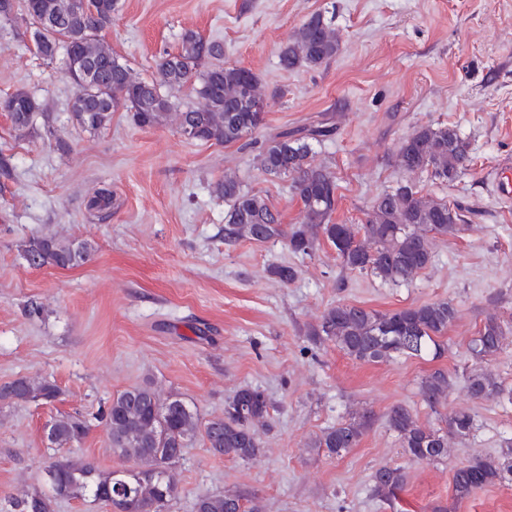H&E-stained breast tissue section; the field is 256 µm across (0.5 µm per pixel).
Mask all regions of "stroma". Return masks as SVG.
Masks as SVG:
<instances>
[{
    "mask_svg": "<svg viewBox=\"0 0 512 512\" xmlns=\"http://www.w3.org/2000/svg\"><path fill=\"white\" fill-rule=\"evenodd\" d=\"M316 13L335 29L340 54L318 68L282 69L280 47ZM188 30L223 42L225 63L259 79L269 108L240 141L186 139L172 118L138 127L122 108L107 129L84 130L70 118L74 87L63 60H43L31 40L0 24V97L28 91L55 129L51 137L40 128L21 133L0 112V385L28 376L61 391L50 404L0 409V506L51 462L44 426L60 412L90 424L72 456L103 472L128 468L96 414L147 380L206 419L223 415L244 387L270 405L255 460H230L202 438L192 441L177 465L170 512H191L197 495L225 491L262 512H431L451 504L454 468L499 455L512 441V404L471 400L466 384L479 368L512 388V327L498 356L478 363L468 352L487 316L512 324V202L494 195L490 178L512 160V0H118L103 39L150 79ZM322 120L333 132L317 144V158L336 176V222L361 223L371 200L405 179L464 214L458 235L436 241L431 265L412 282L391 286L342 271L325 242L304 257L281 240L225 242L227 206L213 186L228 171L264 196L284 226L299 222L302 205L288 180L262 173L256 157L270 136ZM430 124L454 127L470 143L471 165L454 183L407 174L395 162L399 142ZM101 187L112 192L106 216L87 208ZM47 235L86 243L88 261L30 267L23 242ZM274 265L293 266L294 282L271 275ZM435 300L457 310L448 350L435 360L364 363L306 335L339 302L388 312ZM32 302L42 305L41 318L27 315ZM438 368L450 377L444 412L468 411L476 429L450 440L447 459L415 462L385 416L404 404L421 424L438 426L439 414L419 396L421 380ZM365 411L374 422L356 447L338 457L310 447L327 426ZM385 465L406 473L389 505L371 494Z\"/></svg>",
    "mask_w": 512,
    "mask_h": 512,
    "instance_id": "obj_1",
    "label": "stroma"
}]
</instances>
